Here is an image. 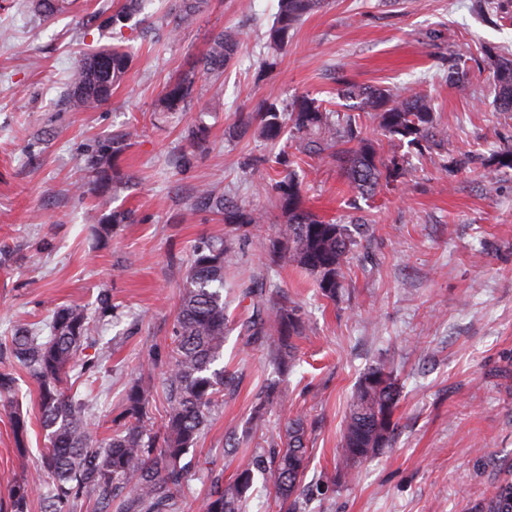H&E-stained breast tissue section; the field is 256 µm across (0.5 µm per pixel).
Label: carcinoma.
<instances>
[{
    "mask_svg": "<svg viewBox=\"0 0 512 512\" xmlns=\"http://www.w3.org/2000/svg\"><path fill=\"white\" fill-rule=\"evenodd\" d=\"M75 0H32L36 11L52 17ZM204 0H181L179 9L166 21L177 33L194 24ZM325 0H278L275 20L266 33L274 50L288 46L296 25L322 7ZM140 8V0H123L121 6L103 19L112 28L125 27ZM238 35L224 30L211 38L201 61L204 75L219 76L236 58ZM132 60L126 50L101 49L83 57L74 70L65 104L73 112H85L107 103L127 78ZM493 92L501 112H512V59L494 63ZM341 96L354 101V112L340 114L323 107L318 99L299 95L283 105L275 98L261 101L254 113L255 133L277 143L289 136L299 153L326 157L336 164L348 186L361 198L381 188L395 186L407 173L408 159L393 154L385 157L377 141L368 137L359 122L360 113L372 112L383 135L399 144L405 142L419 152L441 148L437 115L432 100L411 88L361 86L347 75L339 77ZM195 98V76L187 74L169 84L156 105L158 112H188ZM207 126L203 112L196 113L187 128L189 146L205 148ZM137 132L127 128L94 142L87 155L91 190L107 193L117 174L116 161L136 141ZM469 160L466 151L448 152L441 167L453 175ZM302 159L279 154L276 163L285 175L273 185L274 206L283 223L276 228L273 253L311 274L322 296L334 300L342 293L346 270L359 246L347 224L321 219L305 204V174L297 171ZM512 170V147L493 152L484 164V178L494 182ZM198 198L222 216L231 232H243L265 220L264 214L228 205L224 192L205 185ZM131 216L113 211L103 217L95 232L107 241L120 224ZM234 250L226 238L207 240L188 258V273L182 285L176 315L173 348L164 373L165 416L155 425L149 416L152 387L138 381L125 394V408L112 436L96 443L88 430V407L80 393L67 387L69 373L93 375L98 361L79 357L95 341L99 326L112 315V295L98 298L97 315L90 316L78 306L54 310L47 337L31 331H17L0 341V394L13 389V366H21L37 384L41 426L46 448L34 473L16 481L9 489L10 512H29L31 502L41 498L45 512H75L83 502L94 512H179L190 464L185 457L218 405L224 387L232 378L218 366L223 357L224 336L230 320L224 306V270L234 263ZM244 296L251 299L253 314L242 324L254 339L269 342V357L286 373L296 362L292 338L302 334L303 321L295 305L268 302L267 283L256 280ZM379 375L383 386L366 384ZM399 389L381 365L369 368L359 381L345 419L341 457L349 468L391 440L395 428L393 408ZM14 438L24 449L28 428L17 414L12 420ZM268 448L255 455L251 464L228 482L216 477L207 494L204 512H246L247 492L255 473L270 472L278 512L302 509L299 489L307 468V428L302 418L288 422L283 431L272 434ZM484 512H512V482L502 484Z\"/></svg>",
    "mask_w": 512,
    "mask_h": 512,
    "instance_id": "cac0c4a2",
    "label": "carcinoma"
}]
</instances>
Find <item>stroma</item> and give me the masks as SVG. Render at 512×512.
I'll return each instance as SVG.
<instances>
[{
    "label": "stroma",
    "mask_w": 512,
    "mask_h": 512,
    "mask_svg": "<svg viewBox=\"0 0 512 512\" xmlns=\"http://www.w3.org/2000/svg\"><path fill=\"white\" fill-rule=\"evenodd\" d=\"M30 2L0 0V339L44 326L57 306L95 312L98 294L109 291L114 315L83 352L102 358L88 419L97 439L107 438L126 384L162 378L187 259L229 230L197 204V190L222 186L266 220L233 240L237 262L224 298L235 320L220 364L234 382L189 453L180 512H203L211 480L234 477L296 416L307 424L304 512H479L512 480V170L491 186L479 165L450 176L438 159L417 158L395 188L358 199L332 163L307 159L308 208L357 222L361 241L342 293L330 300L299 268L270 262L282 222L269 204L274 159L295 145L257 139L248 115L264 98L286 103L305 93L346 111L337 83L344 74L363 86L432 95L449 148L468 143L491 154L512 144V116L496 110L491 92L494 60L512 59V0H328L282 51L265 37L277 0H208L177 37L162 21L173 0H144L136 28L119 35L96 17L117 0H77L50 19ZM227 28L240 33L237 60L197 82L209 148L185 165L188 116L154 104ZM115 42L132 55L127 81L96 111L66 110L73 68L90 48ZM454 64L470 71L464 87L445 80ZM134 124L140 136L117 161L131 181H114L104 201L75 193L88 180L90 145ZM114 210L131 211L133 221L101 242L93 226ZM255 276L275 284V301H294L305 322L286 376L266 343L241 328L252 313L241 286ZM376 364L392 370L400 389L397 429L390 447L346 472L337 461L345 416ZM17 377L15 391L0 397L1 504L45 446L37 386L25 371ZM273 382L284 404L260 411ZM17 411L28 420L22 454L11 428Z\"/></svg>",
    "instance_id": "stroma-1"
}]
</instances>
